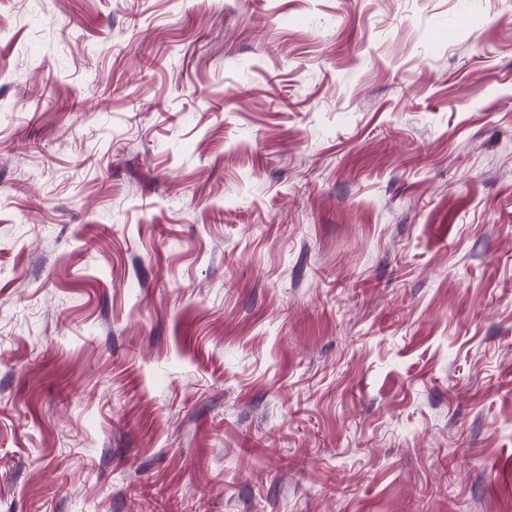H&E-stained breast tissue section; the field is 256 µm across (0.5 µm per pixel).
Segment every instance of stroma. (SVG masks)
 <instances>
[{"label":"stroma","mask_w":512,"mask_h":512,"mask_svg":"<svg viewBox=\"0 0 512 512\" xmlns=\"http://www.w3.org/2000/svg\"><path fill=\"white\" fill-rule=\"evenodd\" d=\"M0 512H512V0H0Z\"/></svg>","instance_id":"obj_1"}]
</instances>
